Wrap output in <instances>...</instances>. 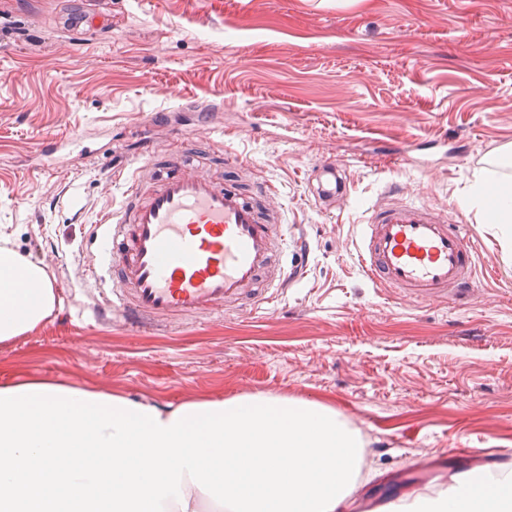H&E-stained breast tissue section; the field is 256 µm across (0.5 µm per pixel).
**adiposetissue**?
<instances>
[{
    "label": "adipose tissue",
    "instance_id": "adipose-tissue-1",
    "mask_svg": "<svg viewBox=\"0 0 512 512\" xmlns=\"http://www.w3.org/2000/svg\"><path fill=\"white\" fill-rule=\"evenodd\" d=\"M478 202L512 223V178ZM47 268L0 244V344L49 320ZM362 446L329 408L249 394L178 405L47 379L0 382V512H344ZM403 512H512V465Z\"/></svg>",
    "mask_w": 512,
    "mask_h": 512
}]
</instances>
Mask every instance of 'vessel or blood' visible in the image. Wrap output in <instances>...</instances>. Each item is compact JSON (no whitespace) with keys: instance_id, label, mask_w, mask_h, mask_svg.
<instances>
[{"instance_id":"1","label":"vessel or blood","mask_w":512,"mask_h":512,"mask_svg":"<svg viewBox=\"0 0 512 512\" xmlns=\"http://www.w3.org/2000/svg\"><path fill=\"white\" fill-rule=\"evenodd\" d=\"M177 149H147L139 178L124 188L98 236V262L87 275L102 288L100 316L134 329L161 328L223 312L225 305L273 302L277 283L264 274L288 253V226L265 211L266 184L250 193L196 169L195 144L175 136ZM311 192L322 210L349 193L341 163L315 167ZM361 270L373 282L420 298L472 287L475 256L462 226L422 204L388 197L373 208L356 241Z\"/></svg>"}]
</instances>
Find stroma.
I'll use <instances>...</instances> for the list:
<instances>
[{
  "label": "stroma",
  "instance_id": "35a3bbf8",
  "mask_svg": "<svg viewBox=\"0 0 512 512\" xmlns=\"http://www.w3.org/2000/svg\"><path fill=\"white\" fill-rule=\"evenodd\" d=\"M176 129L223 180L271 185L305 271L271 309L137 335L92 318L86 269L113 166L133 174L144 135L164 149ZM74 136L81 151L46 162L47 141ZM507 145L512 0H0V239L63 285L49 321L0 346V381L314 402L364 441L356 499L442 489L475 468L457 449L512 447V235L464 204ZM328 158L350 193L324 212L308 182ZM392 191L466 227L473 291L416 298L364 276L357 226Z\"/></svg>",
  "mask_w": 512,
  "mask_h": 512
}]
</instances>
